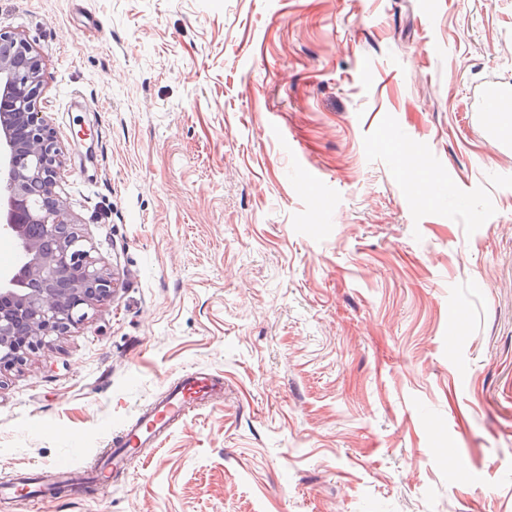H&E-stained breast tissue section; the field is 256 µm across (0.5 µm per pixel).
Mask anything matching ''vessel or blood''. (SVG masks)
<instances>
[{
    "instance_id": "1",
    "label": "vessel or blood",
    "mask_w": 512,
    "mask_h": 512,
    "mask_svg": "<svg viewBox=\"0 0 512 512\" xmlns=\"http://www.w3.org/2000/svg\"><path fill=\"white\" fill-rule=\"evenodd\" d=\"M471 109L486 131L498 133L512 120V85L489 80L479 85L471 98ZM221 381L211 374L191 371L183 374L162 396L146 405L135 424L113 431L103 463L91 471L99 483L110 482L123 472L128 456L138 448L156 446L177 423L185 421L192 409L219 394Z\"/></svg>"
}]
</instances>
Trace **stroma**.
Wrapping results in <instances>:
<instances>
[{
    "instance_id": "35a3bbf8",
    "label": "stroma",
    "mask_w": 512,
    "mask_h": 512,
    "mask_svg": "<svg viewBox=\"0 0 512 512\" xmlns=\"http://www.w3.org/2000/svg\"><path fill=\"white\" fill-rule=\"evenodd\" d=\"M119 285L0 372V512H512V0H0ZM486 216L483 224L471 215ZM222 397L82 485L187 371ZM471 112L490 134H497L512 117V86L497 80L479 85L471 98Z\"/></svg>"
}]
</instances>
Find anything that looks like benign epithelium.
<instances>
[{
    "label": "benign epithelium",
    "instance_id": "7a95c632",
    "mask_svg": "<svg viewBox=\"0 0 512 512\" xmlns=\"http://www.w3.org/2000/svg\"><path fill=\"white\" fill-rule=\"evenodd\" d=\"M41 89L32 47L0 31V234L17 244V266L0 272V368L67 335L117 288L57 191L61 159Z\"/></svg>",
    "mask_w": 512,
    "mask_h": 512
}]
</instances>
